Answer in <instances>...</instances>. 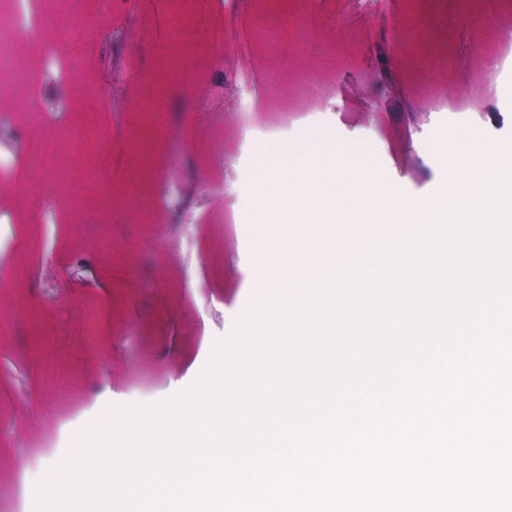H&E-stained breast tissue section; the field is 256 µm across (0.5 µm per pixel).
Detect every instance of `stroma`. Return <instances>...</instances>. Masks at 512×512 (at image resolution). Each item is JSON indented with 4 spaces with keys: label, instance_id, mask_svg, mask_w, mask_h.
Returning a JSON list of instances; mask_svg holds the SVG:
<instances>
[{
    "label": "stroma",
    "instance_id": "1",
    "mask_svg": "<svg viewBox=\"0 0 512 512\" xmlns=\"http://www.w3.org/2000/svg\"><path fill=\"white\" fill-rule=\"evenodd\" d=\"M112 0L123 39L79 40L71 60L46 67L39 44L23 52L44 124L72 128L74 148L58 190L98 196L80 218L39 195L25 159L56 148L28 109L0 111V154L15 159L0 186V512H34L47 467L69 462L76 441L106 413L153 404L189 388L215 345L256 301L260 269L239 226L256 205L257 145L269 152L313 135L361 148L374 159L377 198L440 197L447 163L426 151L436 133L465 129L512 147V68L477 49L497 29L512 44L499 0H410L399 18L387 0L333 11L329 0ZM384 43L399 95L375 109L371 72ZM92 84L80 103L59 89ZM165 95L161 125L140 155L119 148L141 103ZM475 100L473 110L458 105ZM87 114L75 126L73 106ZM301 106L269 139L255 113ZM160 165L149 197L140 162ZM163 205L166 220L144 209Z\"/></svg>",
    "mask_w": 512,
    "mask_h": 512
}]
</instances>
